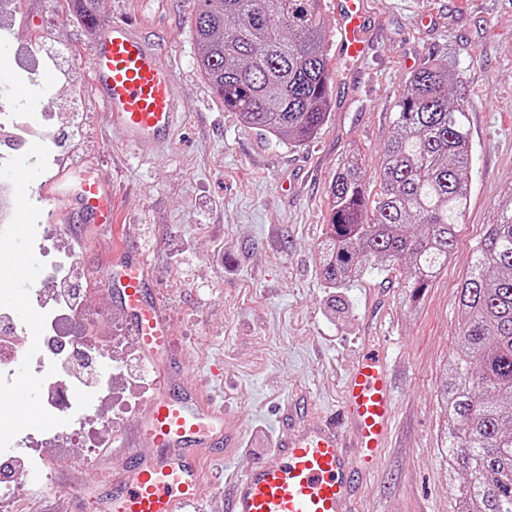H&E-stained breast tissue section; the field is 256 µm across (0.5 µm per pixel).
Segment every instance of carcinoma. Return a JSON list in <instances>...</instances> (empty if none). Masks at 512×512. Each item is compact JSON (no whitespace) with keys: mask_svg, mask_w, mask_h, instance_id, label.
<instances>
[{"mask_svg":"<svg viewBox=\"0 0 512 512\" xmlns=\"http://www.w3.org/2000/svg\"><path fill=\"white\" fill-rule=\"evenodd\" d=\"M89 26L100 0H72ZM198 66L248 124L293 144L328 117L333 73L323 53L322 0H198ZM370 199L357 152L329 188L320 274L344 288L371 266L406 270L412 303L448 264L470 206L465 104L448 92V59L409 78ZM461 322L440 381L441 448L456 487L450 512H512V211L491 224L461 284Z\"/></svg>","mask_w":512,"mask_h":512,"instance_id":"1","label":"carcinoma"}]
</instances>
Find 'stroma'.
<instances>
[{"mask_svg":"<svg viewBox=\"0 0 512 512\" xmlns=\"http://www.w3.org/2000/svg\"><path fill=\"white\" fill-rule=\"evenodd\" d=\"M363 3L372 50L357 65L337 49L336 12L325 0L333 95L320 134L298 146L243 123L211 90L197 66V0H100L99 23L136 22L179 83L174 141L148 153L125 147L94 90L86 60L98 29L66 0H19L17 12L0 14V73L31 90L22 104L0 93V113L40 117L37 171L51 178L91 164L112 187L111 223L89 224L76 194L48 200L31 185L30 223L56 230L45 242L31 236L28 247L76 253L65 285H40L39 297L51 303L65 287L85 292L98 332L112 339L97 358L125 392L120 406L91 409L107 431L103 444L51 455L47 481L10 491L12 512H101L124 453H155L134 426L158 376L176 383L187 373L223 406L231 446L222 456L201 449L202 493L181 512H224L229 479L272 448L283 414L297 409L312 425L337 410L357 358L369 352L390 365L395 417L376 468L355 485L357 512H448L437 387L459 326L458 288L488 225L512 204V0ZM19 47L38 71L16 67ZM437 58L448 59L451 94L468 106L472 144L470 209L448 264L414 307L400 269L327 287L320 266L329 183L355 148L379 193L395 105L411 74ZM124 247L144 259L173 336L162 373L142 356L102 277Z\"/></svg>","mask_w":512,"mask_h":512,"instance_id":"1","label":"stroma"}]
</instances>
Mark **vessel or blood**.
<instances>
[{"instance_id": "vessel-or-blood-1", "label": "vessel or blood", "mask_w": 512, "mask_h": 512, "mask_svg": "<svg viewBox=\"0 0 512 512\" xmlns=\"http://www.w3.org/2000/svg\"><path fill=\"white\" fill-rule=\"evenodd\" d=\"M339 45L358 60L368 51L362 0H336ZM86 64L112 124L132 150L170 145L179 117L177 83L157 48L132 23L112 22L100 34ZM95 224L112 221V189L91 168L74 170L68 180ZM21 288L11 299L18 324L29 342L40 339V315L30 294L40 272L31 254L19 249L5 263ZM105 281L124 309L143 356L156 367L166 363L171 332L152 294L143 259L126 250L113 256ZM40 379L14 369L8 397L18 409L20 426L42 424ZM394 398L386 360H360L346 379L340 419L312 428L280 423L276 450L236 474L224 491L226 512H355V458L375 465L386 448ZM137 436L150 439L157 455L128 452L122 479L103 512H177L197 500L202 485L196 452H223L229 445L223 408L200 398L188 383L161 380L157 393L135 425Z\"/></svg>"}]
</instances>
